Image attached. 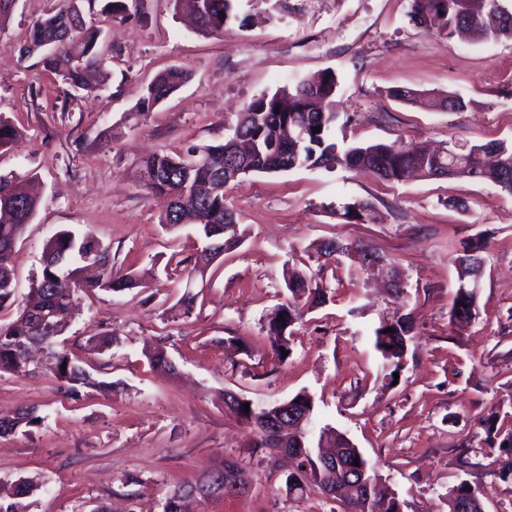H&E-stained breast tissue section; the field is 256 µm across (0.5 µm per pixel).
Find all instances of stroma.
I'll return each instance as SVG.
<instances>
[{
	"label": "stroma",
	"mask_w": 512,
	"mask_h": 512,
	"mask_svg": "<svg viewBox=\"0 0 512 512\" xmlns=\"http://www.w3.org/2000/svg\"><path fill=\"white\" fill-rule=\"evenodd\" d=\"M238 19L221 35L196 30L173 0H140L127 19L83 9L103 30L108 82L62 105L59 78L20 52L33 22L61 0H17L0 27V116L22 133L0 148V173L31 175L38 210L17 243L15 319L39 275L45 242L57 231L92 234L115 271L144 277L124 293L82 298L66 346L111 391L68 396L49 369L0 372V416L37 407L32 431L0 437V486L40 482L29 512H162L174 485L239 461L245 492L202 498L190 512H333L312 492L285 488L284 460L254 447L249 427L224 406L225 391L280 403L300 390L315 400L317 426L345 433L406 503L405 512H448L445 494L466 478L456 454L479 436L496 406L512 407V195L466 178L383 182L343 167L251 175L224 190L246 237L187 280L178 259L196 255L193 226L162 229L164 198L136 181V161L154 152L223 143L243 106L298 78L330 68L338 77L334 137L339 146L403 140L512 142V38L448 37L415 26L410 0H236ZM178 66L189 82L144 116L132 112L159 71ZM396 87L453 93L460 111L414 107ZM365 200L366 224L340 223L330 208ZM490 242L478 313L463 328L449 320L462 240ZM362 241L391 259L407 285L414 324L398 381L378 369L372 329L392 313L383 284L366 283L351 261L320 268L317 245ZM315 272L326 301L294 328L285 361L263 330L287 301V269ZM193 308L185 310V293ZM109 335L94 353L89 337ZM238 336L244 350H226ZM164 344L175 367H152ZM485 512H512V485L492 468L468 476Z\"/></svg>",
	"instance_id": "1"
}]
</instances>
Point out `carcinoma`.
<instances>
[{"mask_svg": "<svg viewBox=\"0 0 512 512\" xmlns=\"http://www.w3.org/2000/svg\"><path fill=\"white\" fill-rule=\"evenodd\" d=\"M190 5L198 29L202 33L222 34L237 20L236 0H174ZM80 0L35 22L30 30L25 53L38 56V63L55 72L65 85L61 109H66L72 91L86 93L99 90L106 80L101 69L99 40L101 31L86 28ZM501 0H411L410 18L418 26L438 34L452 36L460 30L480 29L487 41L503 36L512 37V25L486 26L491 15L502 18ZM57 43L55 55L43 52L42 43ZM190 75L180 68L159 72L144 88L138 111L150 110L189 81ZM338 80L336 73L326 68L299 79L273 93H265L250 101L239 113L233 136L224 143L206 147L190 145L179 154L155 153L140 159L136 170L142 185L153 193L170 198L168 209L160 218L165 229L176 234L182 221L188 220L197 228L203 242L213 245L206 260L219 251H232L243 240L239 225L226 221L233 212L226 207L224 197V167L246 166L254 174L287 172L296 168L337 166L370 173L382 181H400L407 173L424 177L435 176L440 168L449 177L467 178L475 182H490L512 195V143L505 141L451 146V152L434 156L409 143L396 140L389 144H357L344 150L333 138L337 113L333 97ZM391 95L406 104L424 105V94L398 88ZM320 131L315 132L313 128ZM19 130L0 116V147L16 142ZM27 177L0 174V309L13 303L14 273L11 258L17 242L33 217L38 201L26 188ZM336 215L349 224H363L372 219V205L354 201L336 210ZM488 240L482 235L463 241L458 263L463 273L481 267ZM99 253L101 274L95 280L81 278L82 257L92 251ZM140 278L114 271L110 250L91 235H78L70 230L56 232L45 244L42 268L31 282L25 306L20 316L0 324V371L25 374L28 369L27 346L39 340L49 348L54 377L66 383V393L79 396L84 388L110 389L112 384L96 379L65 349L63 336L72 311L79 305L81 295L96 290L124 292L139 287ZM288 302L278 305L276 313L267 318L264 330L269 338L273 356L285 360L282 351H290L292 328L302 319L304 309L326 302V294L312 286L311 278L301 272L288 277ZM399 314L383 319L373 329V347L379 354L383 370L388 375L401 371L413 336L410 317L403 313L405 290L394 292ZM478 297L469 290L456 288L449 311L450 321L468 323L476 315ZM250 411L236 402L232 412L251 426V432L262 433L261 421L273 404L249 402ZM512 421V412L494 408L482 418L483 444L464 448L458 465L467 474L486 467L484 459L496 456L500 480L512 483V426L500 423L501 418ZM41 423L33 408L18 412L10 419L0 420V435L28 432ZM330 437L336 452L334 464L326 463L320 453L321 444L314 436L303 438L304 447L291 449L297 458L295 468L285 478L286 491L304 495L301 481L309 489L321 491V485L333 483L340 491L336 501L338 512H404L405 501L393 492L375 498V467L358 449L350 446L343 433L333 427L319 430V438ZM359 465H354V460ZM223 478L221 471L208 474L194 483L176 486L168 512H183L184 501L193 489ZM39 484L21 478L0 496V512H27V499L39 491ZM484 506L477 486L465 479L457 484V496L448 497V512H483Z\"/></svg>", "mask_w": 512, "mask_h": 512, "instance_id": "carcinoma-1", "label": "carcinoma"}]
</instances>
